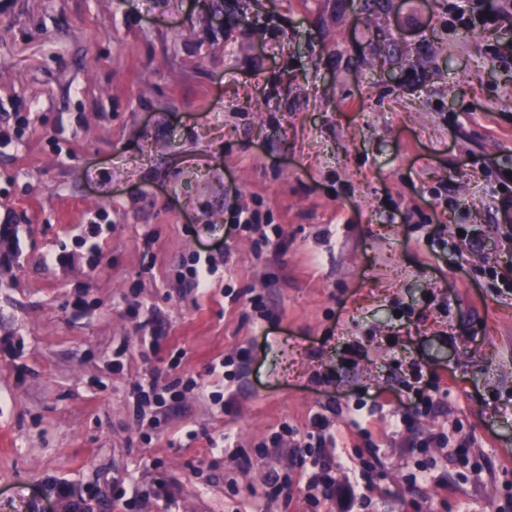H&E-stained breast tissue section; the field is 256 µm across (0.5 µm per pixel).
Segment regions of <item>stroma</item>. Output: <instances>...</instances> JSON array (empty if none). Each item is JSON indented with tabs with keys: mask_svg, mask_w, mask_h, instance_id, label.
<instances>
[{
	"mask_svg": "<svg viewBox=\"0 0 512 512\" xmlns=\"http://www.w3.org/2000/svg\"><path fill=\"white\" fill-rule=\"evenodd\" d=\"M492 8L512 0H0V512H61L59 482L96 512H343L342 488L352 512H512ZM153 377L224 403L189 391L153 425L130 398Z\"/></svg>",
	"mask_w": 512,
	"mask_h": 512,
	"instance_id": "obj_1",
	"label": "stroma"
}]
</instances>
